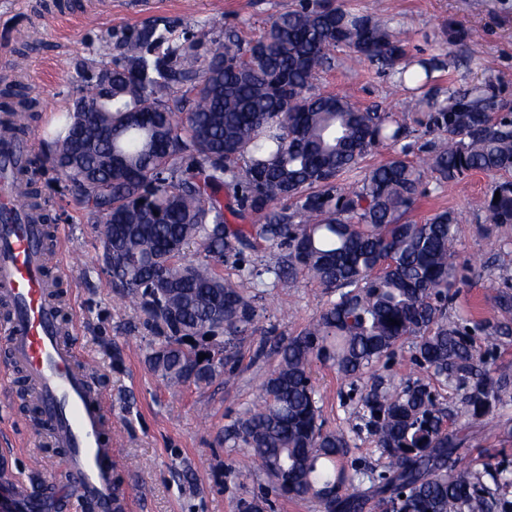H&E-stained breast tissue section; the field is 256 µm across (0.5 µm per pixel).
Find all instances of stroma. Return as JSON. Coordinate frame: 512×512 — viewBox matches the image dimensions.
<instances>
[{
  "mask_svg": "<svg viewBox=\"0 0 512 512\" xmlns=\"http://www.w3.org/2000/svg\"><path fill=\"white\" fill-rule=\"evenodd\" d=\"M347 7L387 20L408 32L409 53L437 59L434 90L440 96L493 81L512 104V0H345ZM294 0H0V91L22 85L35 98L27 140L32 154L71 103L76 62L88 58L92 41L109 31L146 23L182 30L203 23L258 38ZM27 66H12L18 55ZM321 92H341L363 107L403 112L404 88L389 70L337 51L332 69L317 81ZM493 179L474 173L443 185L430 184L414 212L426 221L440 210L458 217V245L476 268L449 306L451 315L483 323L511 322L487 296L512 277V225L484 230L470 209ZM41 190L58 219L47 265L56 274L64 340L78 361L96 370L95 383L112 408V457L127 512H238L240 500L262 494L269 480L246 449L224 440V427L259 400L262 373L277 357L254 360V340L239 344L234 384L167 386L145 361L142 347L154 335L146 315L113 289L103 248L77 196L45 170ZM331 297L298 279L267 288L258 302L260 325L276 336L301 332ZM0 342V512H10L6 487L23 485L32 495L48 491L61 471L64 449L43 442L22 397L23 374L11 367ZM315 385L328 429L344 433L346 464L380 472L386 458L360 419L359 394L330 367L316 365Z\"/></svg>",
  "mask_w": 512,
  "mask_h": 512,
  "instance_id": "35a3bbf8",
  "label": "stroma"
}]
</instances>
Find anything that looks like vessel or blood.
Instances as JSON below:
<instances>
[{"instance_id":"1","label":"vessel or blood","mask_w":512,"mask_h":512,"mask_svg":"<svg viewBox=\"0 0 512 512\" xmlns=\"http://www.w3.org/2000/svg\"><path fill=\"white\" fill-rule=\"evenodd\" d=\"M42 227L0 224V338L25 371L56 447L67 449L60 482L73 489L66 512H114L112 425L102 393L62 339L44 272Z\"/></svg>"}]
</instances>
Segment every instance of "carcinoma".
Masks as SVG:
<instances>
[{
	"instance_id": "carcinoma-1",
	"label": "carcinoma",
	"mask_w": 512,
	"mask_h": 512,
	"mask_svg": "<svg viewBox=\"0 0 512 512\" xmlns=\"http://www.w3.org/2000/svg\"><path fill=\"white\" fill-rule=\"evenodd\" d=\"M408 43L405 31L334 0H301L255 41L209 23L112 32L96 58L75 66L76 95L45 142L44 164L114 256L113 287L147 315L157 341L145 358L167 385L232 383L234 349L255 335L254 357L265 355L263 275L286 288L299 274L336 295L298 335L276 342L260 403L224 429L270 480L239 512L310 497L324 512H365L372 501L380 512H512L505 449L484 448L463 468L457 456L462 430L512 401V371L477 358L476 337L494 349L512 328L448 316L471 266L457 248L458 217L409 218L429 179L481 172L498 181L475 203L477 215L490 227L512 224V112L490 80L443 99L411 96L410 124L314 91L337 50L426 87L437 64L412 59ZM0 111L1 150L22 141L28 124L6 101ZM427 135L425 158L408 160L403 141ZM381 144L395 151L352 177ZM11 168L26 177V216L52 223L37 170L20 160ZM274 248V263L236 280L220 269ZM490 300L512 311L509 279ZM406 343L420 370L460 395L458 428L445 426L436 386L369 388L363 415L387 464L364 489L341 463L345 435L324 429L312 366L360 379Z\"/></svg>"
}]
</instances>
